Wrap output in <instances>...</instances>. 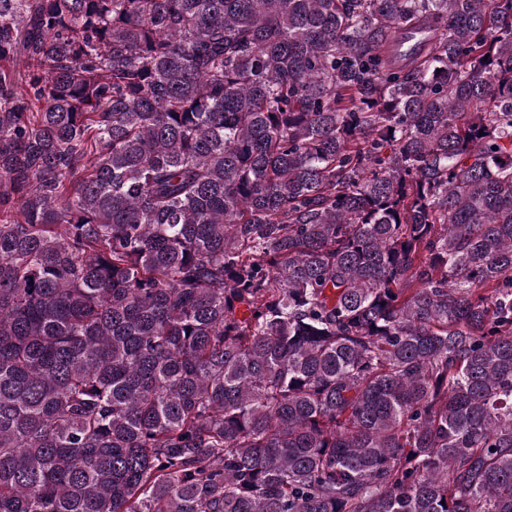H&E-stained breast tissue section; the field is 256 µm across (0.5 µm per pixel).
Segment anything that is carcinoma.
I'll list each match as a JSON object with an SVG mask.
<instances>
[{
    "mask_svg": "<svg viewBox=\"0 0 512 512\" xmlns=\"http://www.w3.org/2000/svg\"><path fill=\"white\" fill-rule=\"evenodd\" d=\"M0 512H512V0H0Z\"/></svg>",
    "mask_w": 512,
    "mask_h": 512,
    "instance_id": "1",
    "label": "carcinoma"
}]
</instances>
